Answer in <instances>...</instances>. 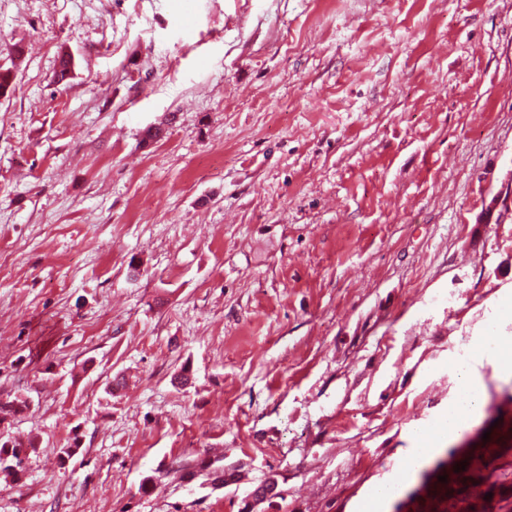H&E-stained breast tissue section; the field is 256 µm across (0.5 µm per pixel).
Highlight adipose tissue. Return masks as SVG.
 <instances>
[{
	"label": "adipose tissue",
	"instance_id": "obj_1",
	"mask_svg": "<svg viewBox=\"0 0 512 512\" xmlns=\"http://www.w3.org/2000/svg\"><path fill=\"white\" fill-rule=\"evenodd\" d=\"M492 363L501 377H512V336H486L461 368L460 385L433 426L418 431L415 448L405 460V470L424 463L437 449L454 440L476 416L485 386L477 367Z\"/></svg>",
	"mask_w": 512,
	"mask_h": 512
}]
</instances>
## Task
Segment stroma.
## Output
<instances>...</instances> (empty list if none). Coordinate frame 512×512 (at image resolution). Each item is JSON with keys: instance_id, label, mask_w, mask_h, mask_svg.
<instances>
[{"instance_id": "stroma-1", "label": "stroma", "mask_w": 512, "mask_h": 512, "mask_svg": "<svg viewBox=\"0 0 512 512\" xmlns=\"http://www.w3.org/2000/svg\"><path fill=\"white\" fill-rule=\"evenodd\" d=\"M16 42L0 399L30 406L0 438L38 446L0 512H359L512 336V220L477 221L512 0H0ZM481 373L467 433L512 448ZM442 492L417 470L382 512Z\"/></svg>"}]
</instances>
